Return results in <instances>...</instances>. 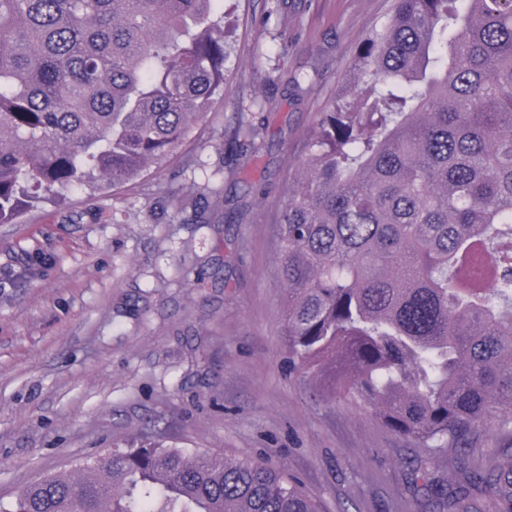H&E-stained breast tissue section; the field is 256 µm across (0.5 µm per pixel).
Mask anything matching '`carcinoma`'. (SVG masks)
I'll return each instance as SVG.
<instances>
[{
    "label": "carcinoma",
    "instance_id": "carcinoma-1",
    "mask_svg": "<svg viewBox=\"0 0 512 512\" xmlns=\"http://www.w3.org/2000/svg\"><path fill=\"white\" fill-rule=\"evenodd\" d=\"M224 0H0V224L161 167L229 57ZM292 361L512 512V0H392L277 223ZM508 440L490 468L480 436ZM0 512H316L267 464L101 448Z\"/></svg>",
    "mask_w": 512,
    "mask_h": 512
}]
</instances>
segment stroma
<instances>
[{
  "instance_id": "35a3bbf8",
  "label": "stroma",
  "mask_w": 512,
  "mask_h": 512,
  "mask_svg": "<svg viewBox=\"0 0 512 512\" xmlns=\"http://www.w3.org/2000/svg\"><path fill=\"white\" fill-rule=\"evenodd\" d=\"M389 11L224 0L230 77L162 169L0 224V503L152 437L268 462L317 512H425L424 450L290 363L277 263L286 184Z\"/></svg>"
}]
</instances>
